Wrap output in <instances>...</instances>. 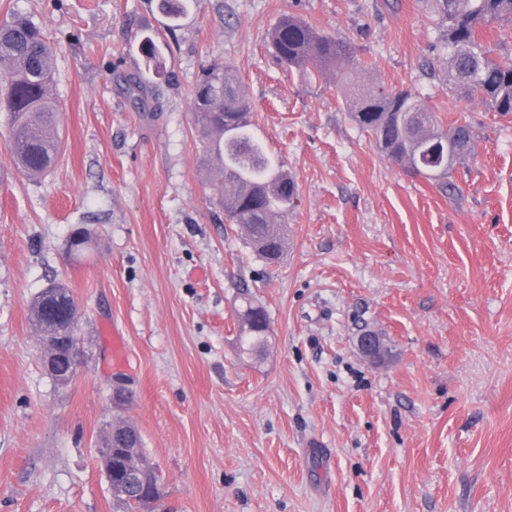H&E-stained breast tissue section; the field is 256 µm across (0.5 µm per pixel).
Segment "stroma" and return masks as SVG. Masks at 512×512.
<instances>
[{
	"mask_svg": "<svg viewBox=\"0 0 512 512\" xmlns=\"http://www.w3.org/2000/svg\"><path fill=\"white\" fill-rule=\"evenodd\" d=\"M14 16L53 49L62 149L23 175L0 111V512H125L100 463L118 420L175 512H512V116L449 87L435 0H190L175 28L158 0H0ZM284 16L349 39L357 82L466 118L457 193L392 163L335 72L278 60L265 34ZM147 36L166 75L145 71ZM224 64L296 186L275 266L225 222L195 127L194 86ZM140 72L142 110L122 81ZM54 281L81 312L66 385L30 318ZM245 291L268 319L259 355L237 342Z\"/></svg>",
	"mask_w": 512,
	"mask_h": 512,
	"instance_id": "35a3bbf8",
	"label": "stroma"
}]
</instances>
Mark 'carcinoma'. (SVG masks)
<instances>
[{
	"instance_id": "1",
	"label": "carcinoma",
	"mask_w": 512,
	"mask_h": 512,
	"mask_svg": "<svg viewBox=\"0 0 512 512\" xmlns=\"http://www.w3.org/2000/svg\"><path fill=\"white\" fill-rule=\"evenodd\" d=\"M189 0H160V9L178 26ZM442 21L444 48L448 51V85L465 96H477L503 116L512 114V64L490 59L481 29L512 22V0H436ZM268 41L282 64L310 78L334 69L344 84V107L355 125L371 134L394 163L456 190L450 172L454 162L472 151L474 135L466 122L443 126L426 108L419 94L410 90L387 92L365 87L351 79L357 68L349 41L322 33L295 17L281 18L268 32ZM139 50L147 66L166 73L160 49L150 37ZM0 70L8 85L0 106L8 107L10 151L18 170L30 176L47 173L60 152L57 128L48 123L57 117L52 98V49L39 27L23 17L0 25ZM136 104H144L143 79L124 78ZM247 99L238 76L228 66L205 70L193 93V112L205 153L222 172H230L218 187L224 216L245 229L255 252L265 261L283 255L285 232L277 220L288 213L295 185L282 175L268 156L249 120ZM72 299L61 283L52 284L35 297L40 331L67 336L63 302ZM244 327L238 343L245 352L266 344L267 328L252 320L260 307L244 296ZM112 438L131 439L141 460L142 440L135 430L116 423Z\"/></svg>"
}]
</instances>
